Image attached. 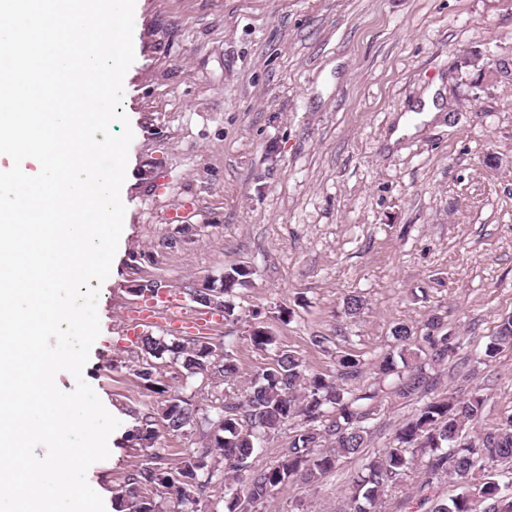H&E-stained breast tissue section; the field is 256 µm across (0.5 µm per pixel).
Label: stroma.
I'll use <instances>...</instances> for the list:
<instances>
[{
  "label": "stroma",
  "mask_w": 512,
  "mask_h": 512,
  "mask_svg": "<svg viewBox=\"0 0 512 512\" xmlns=\"http://www.w3.org/2000/svg\"><path fill=\"white\" fill-rule=\"evenodd\" d=\"M134 21L128 121L111 125L133 131L122 241L83 369L119 421L113 452L86 474L103 501L146 460L128 432L157 396L132 361L140 336L167 329L136 318L146 279L195 312L191 289L233 267L254 272L233 297L238 322L210 330L236 336L238 376L197 384L200 408L265 365L244 336L253 319L311 371L332 375L338 355H360L365 387L392 326L422 335L436 315L457 346L436 367V394L480 390L484 427L512 413V348L473 360L512 314V0H136ZM435 84L436 112L419 111ZM351 295L363 300L354 316ZM416 407L381 392L373 448L389 447ZM357 468L342 460L257 512H344ZM454 492L413 471L381 512Z\"/></svg>",
  "instance_id": "obj_1"
}]
</instances>
